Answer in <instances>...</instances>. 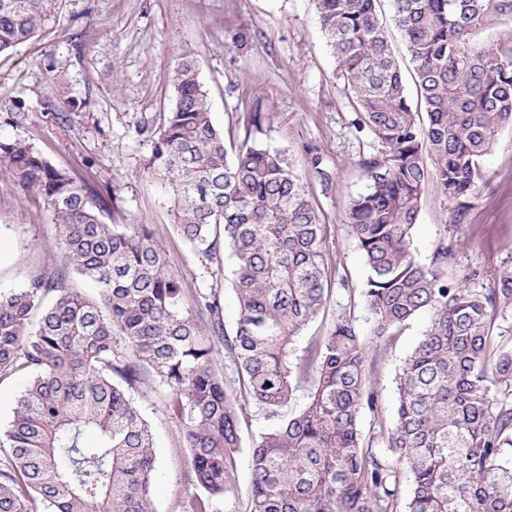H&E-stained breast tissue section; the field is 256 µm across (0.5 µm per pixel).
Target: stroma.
Listing matches in <instances>:
<instances>
[{
	"label": "stroma",
	"mask_w": 512,
	"mask_h": 512,
	"mask_svg": "<svg viewBox=\"0 0 512 512\" xmlns=\"http://www.w3.org/2000/svg\"><path fill=\"white\" fill-rule=\"evenodd\" d=\"M187 48L198 58L226 146L249 134L286 152L328 226L337 279L304 336L327 330L341 311L368 334L359 295L365 268L349 233L348 211L366 184L358 162L370 153L372 137L354 123L355 101L312 0H63L51 29L0 56V138L27 140L77 179L112 188L108 223L151 225L187 297L215 293L225 328L233 330L238 307L229 252L208 261L197 255L176 230L164 181L142 168L152 145L139 128L159 124L171 111L170 72ZM61 112L74 113L72 124L59 123ZM257 112L260 127L248 129ZM482 167L484 180L461 224L454 221V204L436 184L427 185L413 238L425 262L441 241L457 242L452 274L488 290L496 285V269L512 264V128L501 132ZM62 262L43 203L23 194L0 168V290L21 287ZM427 321L417 317L376 354L372 381L385 421L395 412L396 369ZM131 395L153 434L155 512H181L195 485L181 426L167 409L168 392L149 374ZM278 423L253 405L242 414L236 486L216 512H249V450Z\"/></svg>",
	"instance_id": "obj_1"
}]
</instances>
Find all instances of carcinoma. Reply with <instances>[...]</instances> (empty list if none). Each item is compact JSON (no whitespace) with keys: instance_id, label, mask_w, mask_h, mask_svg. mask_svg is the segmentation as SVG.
<instances>
[{"instance_id":"carcinoma-1","label":"carcinoma","mask_w":512,"mask_h":512,"mask_svg":"<svg viewBox=\"0 0 512 512\" xmlns=\"http://www.w3.org/2000/svg\"><path fill=\"white\" fill-rule=\"evenodd\" d=\"M61 2L0 0V54L51 27ZM380 2L314 0L356 99L355 123L372 134L360 162L367 185L348 213L365 265L367 336L341 313L294 353L336 272L327 225L284 153L248 132L229 153L193 52L174 64L171 112L158 129L140 128L152 140L143 169L167 182L186 242L207 259L231 250V334L214 294L185 306L150 225L105 221L112 191L76 180L24 139L0 140V167L42 199L64 254L24 287L0 291V382L30 375L0 433L10 448L0 512H154L152 434L129 395L145 369L168 390L190 451L199 492L182 512H214L235 486L246 404L274 416L299 391L301 409L251 448L250 512H512V332L495 326L497 310L512 305V265L485 291L448 277V244L428 263L413 249L428 182L462 223L484 156L512 127V37L475 47L481 30L512 19V0H392L424 124ZM73 274L100 299L73 288ZM422 314L429 321L397 370L387 426L369 353ZM221 341L238 391L214 370ZM364 412L389 455L365 436Z\"/></svg>"}]
</instances>
